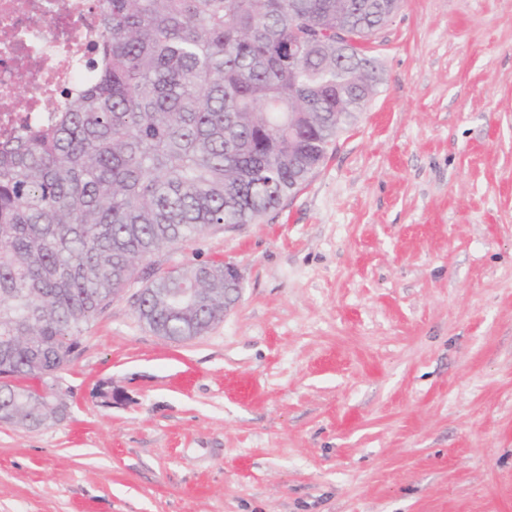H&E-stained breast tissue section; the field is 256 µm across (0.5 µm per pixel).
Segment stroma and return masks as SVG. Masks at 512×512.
<instances>
[{"mask_svg": "<svg viewBox=\"0 0 512 512\" xmlns=\"http://www.w3.org/2000/svg\"><path fill=\"white\" fill-rule=\"evenodd\" d=\"M385 76L257 224L144 272L235 264L238 301L173 342L133 283L0 424V512H512V0H403Z\"/></svg>", "mask_w": 512, "mask_h": 512, "instance_id": "1", "label": "stroma"}]
</instances>
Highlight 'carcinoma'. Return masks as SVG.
Returning a JSON list of instances; mask_svg holds the SVG:
<instances>
[{"instance_id":"1","label":"carcinoma","mask_w":512,"mask_h":512,"mask_svg":"<svg viewBox=\"0 0 512 512\" xmlns=\"http://www.w3.org/2000/svg\"><path fill=\"white\" fill-rule=\"evenodd\" d=\"M97 81L0 143V421L64 417L46 380L154 253L257 224L377 93L394 0H94ZM351 46L336 55V31ZM310 38L288 73V41ZM154 273L136 313L187 341L224 319V263ZM196 288L188 304L182 294Z\"/></svg>"}]
</instances>
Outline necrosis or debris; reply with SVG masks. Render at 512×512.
<instances>
[{
	"mask_svg": "<svg viewBox=\"0 0 512 512\" xmlns=\"http://www.w3.org/2000/svg\"><path fill=\"white\" fill-rule=\"evenodd\" d=\"M89 0H0V138L49 120L64 88L91 82L82 58L98 17Z\"/></svg>",
	"mask_w": 512,
	"mask_h": 512,
	"instance_id": "obj_1",
	"label": "necrosis or debris"
}]
</instances>
